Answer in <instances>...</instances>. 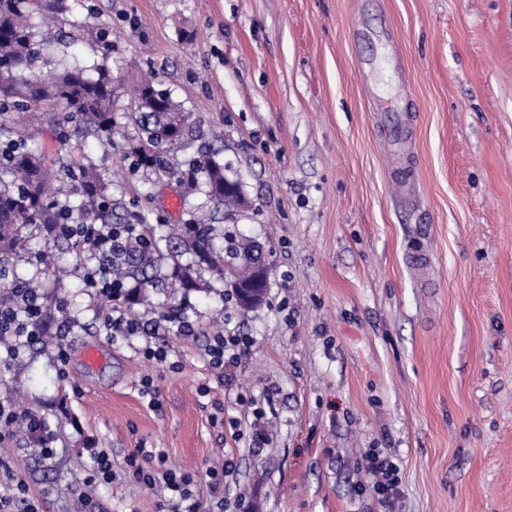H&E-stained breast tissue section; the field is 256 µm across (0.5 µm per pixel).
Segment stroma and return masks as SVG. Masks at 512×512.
Returning a JSON list of instances; mask_svg holds the SVG:
<instances>
[{
    "instance_id": "obj_1",
    "label": "stroma",
    "mask_w": 512,
    "mask_h": 512,
    "mask_svg": "<svg viewBox=\"0 0 512 512\" xmlns=\"http://www.w3.org/2000/svg\"><path fill=\"white\" fill-rule=\"evenodd\" d=\"M112 42V196L163 232L211 209L203 189L130 165L131 93L155 74L249 205L223 232L268 253L263 304L231 288L160 291L142 319L187 308L197 338L155 342L157 365L111 338L71 255L55 348L0 357V401L44 417L54 454L16 432L10 462L44 512H79L90 451L112 454L101 512H156L128 474L136 449L197 474L207 512H512V0H83ZM29 142L98 157L94 138ZM179 199L169 210V195ZM252 340L216 378V310ZM97 348L100 361L84 354ZM153 381L145 396L143 378ZM398 467L381 502L364 461ZM232 460L209 489L206 472Z\"/></svg>"
}]
</instances>
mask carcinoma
Returning <instances> with one entry per match:
<instances>
[{
  "instance_id": "obj_1",
  "label": "carcinoma",
  "mask_w": 512,
  "mask_h": 512,
  "mask_svg": "<svg viewBox=\"0 0 512 512\" xmlns=\"http://www.w3.org/2000/svg\"><path fill=\"white\" fill-rule=\"evenodd\" d=\"M73 10L71 0H45L39 13L31 0H0V129L15 133L0 139V147L18 146L0 161V266L31 254L22 235L30 224L43 234L44 248L36 256L48 268L55 267V249L81 254L76 240L62 228L63 215L76 214L79 224H120L122 204L112 199L111 180L92 159L76 167L59 162L60 184L53 189L54 171L44 155L26 143L29 122L52 127L64 144L76 120L82 136L96 138L106 151L112 148L115 85L110 68L103 62L87 67L65 61L55 74L40 71L43 52L61 42L51 33L52 23ZM130 119L138 134L134 165L168 173L172 148L161 137L187 131L189 117L183 106L162 82L147 80L139 86ZM198 174L216 208L232 211L247 204L243 186L231 181L220 161L188 160V175L194 179ZM215 233V225L199 221L184 225L178 234L159 237L154 225L142 224L138 239L113 253L109 271L124 284L131 305L145 302L158 288L197 289L201 273L222 278L224 264L230 262L235 263L239 278L249 279L248 254L253 243L230 238L222 250L215 245ZM184 254L190 256L187 264L179 262ZM65 316L61 299L41 311L47 335H55Z\"/></svg>"
}]
</instances>
